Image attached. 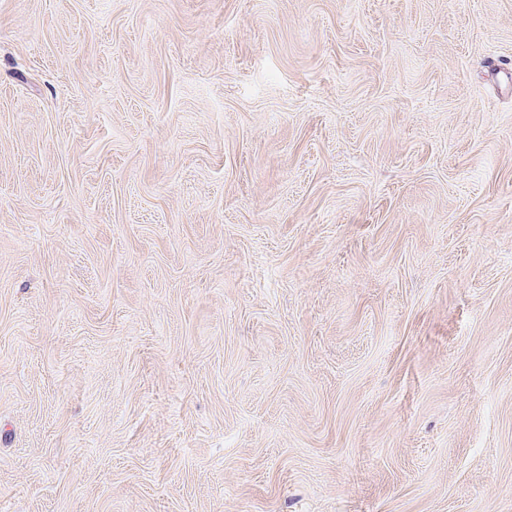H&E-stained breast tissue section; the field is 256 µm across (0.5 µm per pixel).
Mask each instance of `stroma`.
<instances>
[{"instance_id": "35a3bbf8", "label": "stroma", "mask_w": 512, "mask_h": 512, "mask_svg": "<svg viewBox=\"0 0 512 512\" xmlns=\"http://www.w3.org/2000/svg\"><path fill=\"white\" fill-rule=\"evenodd\" d=\"M512 0H0V512H512Z\"/></svg>"}]
</instances>
